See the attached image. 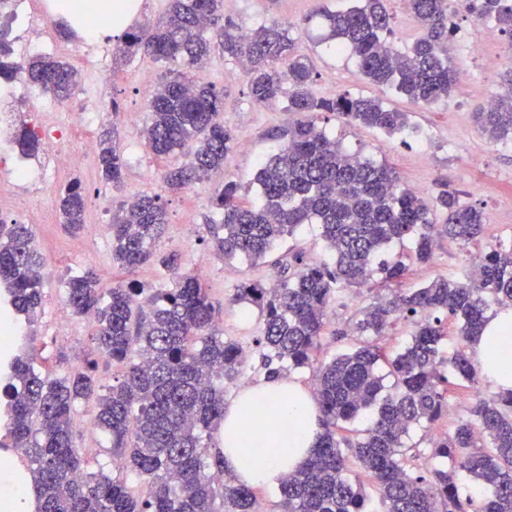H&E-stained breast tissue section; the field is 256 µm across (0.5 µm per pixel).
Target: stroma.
<instances>
[{
	"label": "stroma",
	"instance_id": "obj_1",
	"mask_svg": "<svg viewBox=\"0 0 512 512\" xmlns=\"http://www.w3.org/2000/svg\"><path fill=\"white\" fill-rule=\"evenodd\" d=\"M316 3L317 0H236L231 16L247 29L274 20L293 24L292 35L300 54L308 56L313 63L314 90L319 95L333 97L347 92L379 98L390 108L407 113L410 123L419 129L418 137L402 139L376 129L353 126L337 114L323 116L320 124L344 148L391 168L399 188L429 202L442 190L455 191L462 202L482 211L485 231L481 236L465 245L449 240L444 234L437 236L430 262H414L412 244L408 241L394 244L389 250L390 255L399 254L408 261V287L417 288L438 277L464 280L471 255L488 251L499 240L512 238V142L488 140L473 121L475 108L498 91L501 75L512 66V40L497 35L486 56L471 58L470 42L479 34L481 23L460 12L455 0H450L448 8L454 13L457 34L448 44L449 54L455 63H469L470 81L466 86L457 87L447 101L433 106L416 105L365 79L355 56L329 51L323 40L325 25L315 14ZM116 45L115 36L103 31L69 42L68 47L71 56L88 55L106 61L112 72L111 78L94 83L99 110H106L115 101L123 115L144 112L145 84L158 83L169 65L143 56L130 60L116 57ZM195 77L223 90L222 119L236 131L240 141L226 156L223 172L182 192H165L160 179L162 171L186 163V156L157 158L146 147L138 128L128 125L122 116L116 121V142L126 162L121 189H112L101 180L93 159L82 170L61 172L49 187V207L54 210L58 207L60 187L80 182L87 196V209L84 228L75 236L66 233L57 222L32 227L44 259L42 306L34 322L24 324L23 330L25 347L34 351L37 369L59 374L73 372L81 369L83 359L95 355L90 324L77 321L63 333L55 326L56 315L68 309L66 281L71 275L93 270L106 288L133 281L149 288L169 287V276L160 266L148 265L131 275L112 261V215L118 201L127 197L154 193L163 196L167 228L158 249L176 254L181 271L194 272L197 258L209 257L210 267L204 282L215 307V323L225 338L248 350L243 380L247 386L264 375L260 351L255 346L263 319L257 307L234 303L237 289L249 280L266 286L272 284L297 252L308 263L328 259L320 228L315 224L304 225L295 237L283 240L274 255L259 260L239 257L223 260L212 255L204 218L216 213L212 204L215 189L223 179H234L242 185V200H253L255 191L250 180L260 159L273 147L269 135L291 123L294 115L287 112L281 102L262 107L250 104L246 74L238 64L225 61L221 52L212 53L203 67L196 70ZM189 224L195 227L190 236L185 233ZM377 286V281L373 280L364 287L339 292L328 308L327 324L320 337L321 357L331 358L356 344L353 325L360 309L373 301ZM96 413L95 399L78 404L76 446L90 468L105 465L114 473L118 467L113 463L106 437L95 425Z\"/></svg>",
	"mask_w": 512,
	"mask_h": 512
}]
</instances>
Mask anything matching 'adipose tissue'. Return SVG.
<instances>
[{
    "label": "adipose tissue",
    "instance_id": "1",
    "mask_svg": "<svg viewBox=\"0 0 512 512\" xmlns=\"http://www.w3.org/2000/svg\"><path fill=\"white\" fill-rule=\"evenodd\" d=\"M485 381L512 389V308L499 311L471 344ZM320 412L311 392L292 376L241 390L224 410L227 467L243 483L279 486L319 443Z\"/></svg>",
    "mask_w": 512,
    "mask_h": 512
}]
</instances>
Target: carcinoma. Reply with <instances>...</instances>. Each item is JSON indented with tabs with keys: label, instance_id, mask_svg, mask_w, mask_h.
Wrapping results in <instances>:
<instances>
[{
	"label": "carcinoma",
	"instance_id": "obj_1",
	"mask_svg": "<svg viewBox=\"0 0 512 512\" xmlns=\"http://www.w3.org/2000/svg\"><path fill=\"white\" fill-rule=\"evenodd\" d=\"M343 10L319 7L330 47L358 58L361 74L390 87L411 102L432 106L450 98L459 69L448 54L456 27L448 0H407L422 34L408 49L393 36L387 0H352ZM477 20H491L512 39V0H457ZM216 47L240 63L248 75L252 104L287 100L298 118L270 135L275 141L255 174L254 200L238 199L240 186L224 182L214 196L218 224L207 225L213 253L224 259L267 256L282 238L304 224L321 227L332 262L309 264L295 257L296 268L266 288L245 283L235 301L254 305L263 317L256 339L265 377L312 369V393L321 413L318 446L280 486V512H512V391L475 395L470 418L442 438H427V455L405 438L410 430L430 428L448 407V397L475 383L479 367L464 348L445 356L446 320H458L466 342L491 318V305H512V241L481 254L479 275L450 282L436 278L420 288L404 287L408 265L376 262L383 249L410 237L415 257L432 260L435 227L466 244L484 229L482 212L442 191L432 203L398 188L393 171L344 150L319 124L322 115L339 113L350 124L389 136L414 137L417 127L404 112L376 98L339 93L318 95L313 67L299 53L290 28L271 21L242 33L224 15V0H170L161 19L126 27L116 52L138 55L183 68L169 71L147 102L146 145L166 158L187 147L193 160L164 171L169 192L182 191L222 169L224 156L238 144L224 125V91L200 84L193 68ZM59 100L74 90L73 69L43 54L17 69L0 61V78L17 72ZM478 129L491 141L512 140V69L502 76L491 105L473 112ZM19 152L40 148L27 126L15 139ZM102 180L120 188L126 163L111 128L98 143ZM86 194L71 183L60 192L62 224L70 234L83 229ZM166 212L159 194L140 195L112 216V260L129 272L157 263L173 274L168 288L101 286L87 270L66 282L67 302L77 317L92 316L91 340L99 357L125 366L122 380L96 393L97 360L85 370L62 376L35 371L15 354L0 384L7 400L5 423L13 447L28 461L37 512H258L253 489L224 479V451L210 441L224 421V385L244 375L245 358L236 342L214 324V307L196 276L179 272L173 255L157 257ZM43 259L26 224H0V285L8 288L11 312L34 319L42 304ZM390 295L360 310L354 330L368 340L356 350L316 362L327 309L342 288L362 287L374 273ZM398 318L412 332L407 345L389 355L370 341ZM393 378L384 384L381 370ZM96 397L97 427L112 437V458L125 462L132 479L87 472L74 445L75 407ZM365 418L361 435H346L347 424ZM454 461L450 469L431 460ZM487 489L479 498L460 492ZM376 491L366 495L364 483Z\"/></svg>",
	"mask_w": 512,
	"mask_h": 512
}]
</instances>
